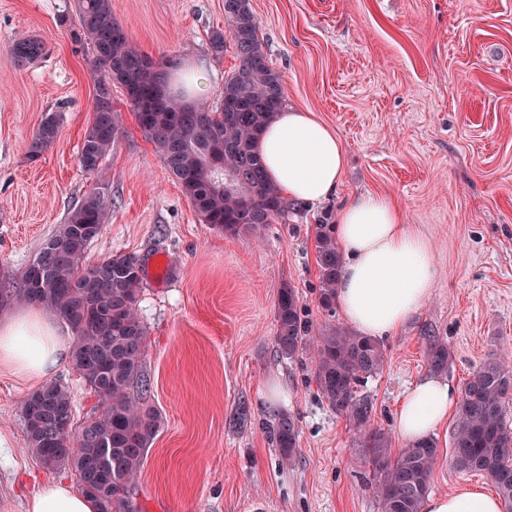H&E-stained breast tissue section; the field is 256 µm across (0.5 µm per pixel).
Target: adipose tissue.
I'll list each match as a JSON object with an SVG mask.
<instances>
[{
  "instance_id": "adipose-tissue-1",
  "label": "adipose tissue",
  "mask_w": 512,
  "mask_h": 512,
  "mask_svg": "<svg viewBox=\"0 0 512 512\" xmlns=\"http://www.w3.org/2000/svg\"><path fill=\"white\" fill-rule=\"evenodd\" d=\"M256 149L284 197L316 203L337 192L345 150L336 133L311 112L281 110ZM336 241L346 257L336 289L344 319L373 339L394 335L432 294L437 270L427 242L404 223L392 200L377 194L340 208ZM68 358L64 336L44 312L22 307L0 317L1 366L42 382ZM456 404L457 394L447 381L423 378L405 394L394 428L400 439L414 443L443 426ZM28 512H95V506L59 481L34 494ZM423 512H502V504L482 488L461 485L428 497Z\"/></svg>"
}]
</instances>
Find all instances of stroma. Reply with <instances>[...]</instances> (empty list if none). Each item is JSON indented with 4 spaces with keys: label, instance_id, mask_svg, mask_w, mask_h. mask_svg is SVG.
Wrapping results in <instances>:
<instances>
[{
    "label": "stroma",
    "instance_id": "1",
    "mask_svg": "<svg viewBox=\"0 0 512 512\" xmlns=\"http://www.w3.org/2000/svg\"><path fill=\"white\" fill-rule=\"evenodd\" d=\"M259 37L285 89L342 139L347 164L337 194L288 205L261 233L228 234L201 223L179 183L144 136L121 88L123 134L94 175L78 151L92 119L94 82L70 28L74 0H0V312L15 309L19 275L93 184L112 210L85 261L122 252L145 263L138 315L147 336V405L160 427L136 478L140 512H379L362 438L322 400L314 351L295 357L276 343L275 304L295 290L313 330L340 323L321 310L314 246L324 211L349 198L392 199L428 242L437 269L428 301L381 347L380 371L362 379L371 422L389 439L407 389L430 370L429 337L448 344L444 376L462 388L485 361H512V0H250ZM133 47L165 74L199 65L197 99L221 103L233 51L215 57L210 33L224 0H112ZM31 37L36 63L18 67L10 48ZM60 113V133L37 162L28 145L42 119ZM52 381L69 387L74 422L99 400L72 363ZM282 385L287 399L270 398ZM36 382L0 369V512H27L44 483H75L28 452L21 402ZM247 422H239V413ZM293 418L291 462L269 437ZM431 493L488 487L451 464L450 428L435 434Z\"/></svg>",
    "mask_w": 512,
    "mask_h": 512
}]
</instances>
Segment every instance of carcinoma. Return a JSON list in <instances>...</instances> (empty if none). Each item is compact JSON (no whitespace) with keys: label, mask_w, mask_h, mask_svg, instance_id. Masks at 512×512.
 Segmentation results:
<instances>
[{"label":"carcinoma","mask_w":512,"mask_h":512,"mask_svg":"<svg viewBox=\"0 0 512 512\" xmlns=\"http://www.w3.org/2000/svg\"><path fill=\"white\" fill-rule=\"evenodd\" d=\"M75 32L109 64L101 71L89 61L95 77L92 121L79 148L82 169L98 171L123 132L121 112L113 104L118 84L135 111L145 137L161 155L202 223L235 234L258 233L288 213V204L268 177L256 152V141L284 103L280 75L270 65L258 35L250 0H224L227 30L211 32L213 55L230 46L238 67L224 78L222 105L211 110L188 103L167 85L164 73L146 66L112 14L111 0H76ZM11 51L18 66L34 63L43 48L32 38L16 40ZM62 117L47 115L28 147L38 160L56 141ZM222 171L211 169V158ZM112 208L103 186H92L65 223L22 271L19 300L55 313L74 336L72 363L98 397L100 408L73 431V397L60 383L46 384L21 405L28 451L47 468L68 467L78 476L79 491L92 499L96 512H139L133 485L146 448L159 428V415L135 398L148 388L143 373L146 331L138 315L144 275L143 260L113 255L93 265L84 263ZM324 214L315 227L319 271L318 303L329 314L336 308V286L343 256L335 225ZM279 351L295 355L313 340L314 380L319 395L336 413L347 416L362 433L365 454L379 479L375 492L381 512H422L430 491L437 441L428 437L391 455L384 433L367 428L370 404L358 395L361 379L377 373L384 352L374 339L331 324L315 337L302 318L291 287L280 290L275 305ZM448 345L433 340L426 350L430 371L448 367ZM512 369L497 359L482 364L463 385L452 431L453 467L479 473L495 487L505 512H512V429L507 424ZM273 440L286 461L296 448L293 420L278 417Z\"/></svg>","instance_id":"carcinoma-1"}]
</instances>
